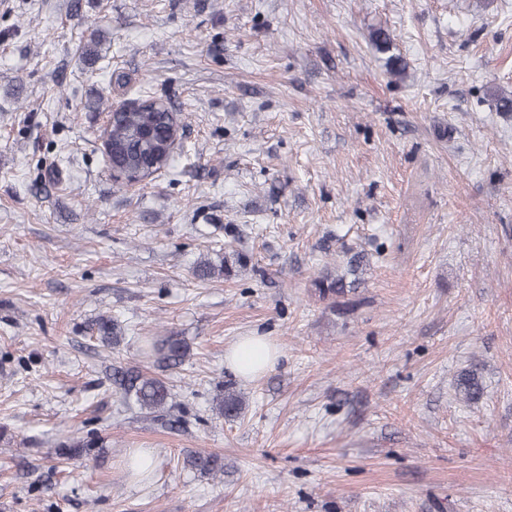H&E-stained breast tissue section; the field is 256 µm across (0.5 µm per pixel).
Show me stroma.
<instances>
[{"label": "stroma", "mask_w": 512, "mask_h": 512, "mask_svg": "<svg viewBox=\"0 0 512 512\" xmlns=\"http://www.w3.org/2000/svg\"><path fill=\"white\" fill-rule=\"evenodd\" d=\"M147 92L181 146L126 186L99 130ZM504 92L512 0H0V512H512ZM224 224L251 266L198 281ZM344 243L371 259L333 309L311 283ZM103 315L119 346L93 337ZM168 331L191 347L164 374L173 425L112 385ZM255 333L278 361L246 379L225 355ZM228 382L235 421L211 408ZM68 432L102 445L55 465ZM192 451L223 475L185 469ZM187 467L200 476L216 477L218 474L224 473V459L216 454L190 452L184 459V468Z\"/></svg>", "instance_id": "1"}]
</instances>
